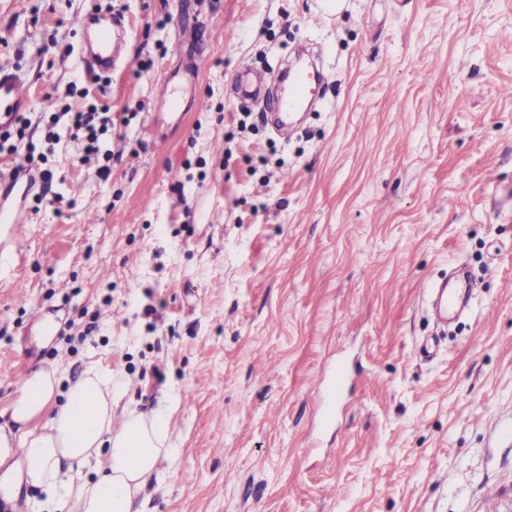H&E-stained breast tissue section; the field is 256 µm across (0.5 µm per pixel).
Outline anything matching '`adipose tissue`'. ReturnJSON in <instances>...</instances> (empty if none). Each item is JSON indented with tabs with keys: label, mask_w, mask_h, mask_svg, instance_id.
I'll use <instances>...</instances> for the list:
<instances>
[{
	"label": "adipose tissue",
	"mask_w": 512,
	"mask_h": 512,
	"mask_svg": "<svg viewBox=\"0 0 512 512\" xmlns=\"http://www.w3.org/2000/svg\"><path fill=\"white\" fill-rule=\"evenodd\" d=\"M116 376L90 368L69 387L55 369L25 376L0 426V466L40 488L53 512H133L170 454L167 414L126 412L113 428Z\"/></svg>",
	"instance_id": "obj_1"
}]
</instances>
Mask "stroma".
Instances as JSON below:
<instances>
[{
    "instance_id": "obj_1",
    "label": "stroma",
    "mask_w": 512,
    "mask_h": 512,
    "mask_svg": "<svg viewBox=\"0 0 512 512\" xmlns=\"http://www.w3.org/2000/svg\"><path fill=\"white\" fill-rule=\"evenodd\" d=\"M303 44L329 81L284 137L232 79ZM2 68L29 124L0 172L32 144L52 180L0 255V425L23 375L93 365L170 417L136 512H512V0H0ZM107 19L99 16L87 17V26L98 25L95 45L89 44L82 53V62L89 70L112 68V43L110 40L112 27L103 23ZM71 121L74 128L83 130L86 133L87 152H99V133L108 130V124L112 125V118L109 112H74L71 113ZM430 290L436 292V313L443 323L448 322V316L456 312L458 299L454 293L448 291V281H442L437 285H431Z\"/></svg>"
}]
</instances>
